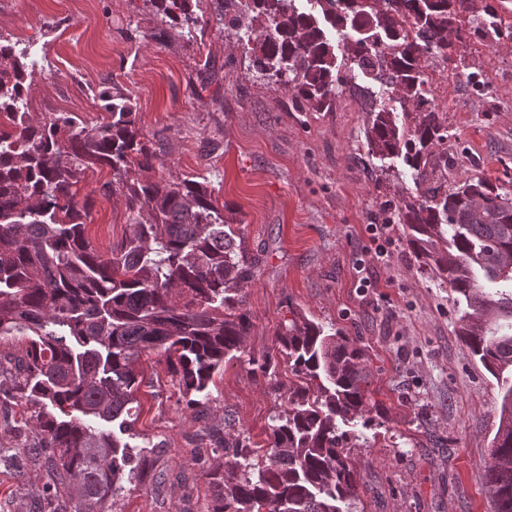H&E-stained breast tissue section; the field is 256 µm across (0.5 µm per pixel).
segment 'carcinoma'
<instances>
[{"instance_id": "1", "label": "carcinoma", "mask_w": 512, "mask_h": 512, "mask_svg": "<svg viewBox=\"0 0 512 512\" xmlns=\"http://www.w3.org/2000/svg\"><path fill=\"white\" fill-rule=\"evenodd\" d=\"M172 24L198 23L190 0H153ZM214 0L224 29L250 48L251 67L291 94L297 112H328L342 85L336 48L322 22L356 33L343 59L385 80L411 104L405 123L370 111L368 152L402 155L418 184L448 168L442 118L423 95L426 54L465 64L448 38L468 16V36L512 38L494 4L471 0ZM38 60L31 45L0 36V342L14 340L17 399L33 409L38 443L23 449L47 481L39 512H108L136 478L134 448L86 422L131 429L141 384L138 365L165 357L187 405L203 404L224 362L245 356L253 323L243 288L257 261L236 240L232 221L213 202L201 175L173 181L146 175L156 152L143 142L130 99L98 93L107 117L89 128L69 112L41 119L27 112ZM108 166L120 189L128 231L101 252L86 234V206L72 188L91 165ZM383 223L401 224L420 268L456 293L463 307L458 336L504 390L485 467L494 512H512V198L474 175L453 187L425 188L384 208ZM276 352L247 359L267 382L275 405L259 455L224 411V472L209 482L211 512H356L357 436L341 428L369 409L366 354L356 340L292 312L274 336ZM285 363L299 384L281 393Z\"/></svg>"}]
</instances>
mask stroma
I'll use <instances>...</instances> for the list:
<instances>
[{"instance_id": "1", "label": "stroma", "mask_w": 512, "mask_h": 512, "mask_svg": "<svg viewBox=\"0 0 512 512\" xmlns=\"http://www.w3.org/2000/svg\"><path fill=\"white\" fill-rule=\"evenodd\" d=\"M193 9V44L151 0H0V35L42 48L28 105L34 117L71 112L92 126L101 119L88 108L95 92L128 94L160 159L153 177L207 176L216 205L259 260L243 290L249 354L273 352L276 328L294 311L360 341L372 410L369 422L350 425L359 437L350 460L365 512H493L485 465L502 392L458 335L454 293L420 275L399 227L388 261L370 270L375 288L364 294L357 284L367 225L380 223L384 204L416 193L402 158L366 147L370 110L402 112L399 95L352 69L331 111H293L286 90L250 70L248 52L225 32L211 0ZM464 58L432 73L448 172L427 181L477 174L512 190V40L470 41ZM477 70L487 92L468 83ZM111 179L108 167L93 165L76 185L87 232L102 250L126 229L123 198L102 190ZM141 370L129 443L142 479L126 485L112 512H209V475L224 470L209 429L232 411L265 453L275 397L238 359L215 375L202 409L187 406L160 355L143 358ZM33 439L28 407L0 393V448ZM43 483L33 469L0 466V512H28Z\"/></svg>"}]
</instances>
